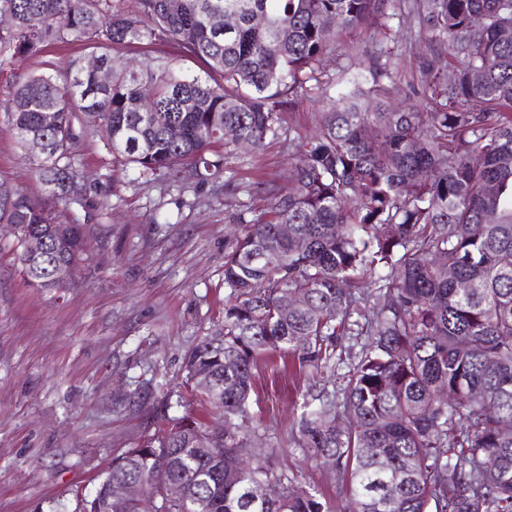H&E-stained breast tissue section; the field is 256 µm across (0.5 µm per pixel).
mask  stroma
<instances>
[{"instance_id":"35a3bbf8","label":"stroma","mask_w":512,"mask_h":512,"mask_svg":"<svg viewBox=\"0 0 512 512\" xmlns=\"http://www.w3.org/2000/svg\"><path fill=\"white\" fill-rule=\"evenodd\" d=\"M415 42L407 34L390 47L388 68L403 91L419 78ZM87 53L78 43L55 45L33 59L0 62V183L44 198L6 105L19 78L32 71L65 77ZM114 54L138 63L164 56L187 73H205L174 41L126 45ZM291 164L277 140L229 161L237 183L273 179L283 190ZM77 167L100 182L102 204L62 209L91 239L67 288H30L11 229L0 224V512H79L112 456L154 433L162 416L213 419L191 395L184 357L222 326L224 248L247 195L220 183L143 182L91 136L79 145ZM258 376L251 412L262 448L297 487L316 490L344 512L346 483L288 443L308 375L273 354L259 363Z\"/></svg>"}]
</instances>
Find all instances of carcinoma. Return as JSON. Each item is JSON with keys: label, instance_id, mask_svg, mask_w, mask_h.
Segmentation results:
<instances>
[{"label": "carcinoma", "instance_id": "1", "mask_svg": "<svg viewBox=\"0 0 512 512\" xmlns=\"http://www.w3.org/2000/svg\"><path fill=\"white\" fill-rule=\"evenodd\" d=\"M115 2L0 0L14 18L0 31L11 56L72 42L112 60L107 85L76 60L64 79L39 72L15 85L6 112L22 149L31 135L42 140L28 156L48 193L37 201L0 184L15 252L29 235L60 263L88 251L85 226L56 209L99 205L75 164L83 134L148 182L221 179L236 147L226 129L256 151L286 135L298 163L285 194L273 181L224 180L266 202L253 219L235 217L241 231L225 246L222 332L184 359L187 382L213 376V390L193 394L224 416V430L163 416L162 428L112 458L81 512H107L109 480L151 486L160 512H332L258 459L255 370L277 352L333 385L330 396L305 395L291 433L309 459H336L351 512H512V436L499 430L512 418V0H134L131 11ZM359 29L377 31L382 46L331 95L320 64ZM403 29L424 40L415 105L395 102L381 62ZM169 40L213 76L107 52ZM311 81L325 85L317 132L289 136L282 112ZM50 276L42 264L25 273L33 288L61 289ZM344 336L364 337L360 351L337 352ZM445 388L454 401L438 398ZM487 454L496 468L479 465ZM270 481L279 496L256 500L253 489ZM166 485L181 495L167 498Z\"/></svg>", "mask_w": 512, "mask_h": 512}]
</instances>
